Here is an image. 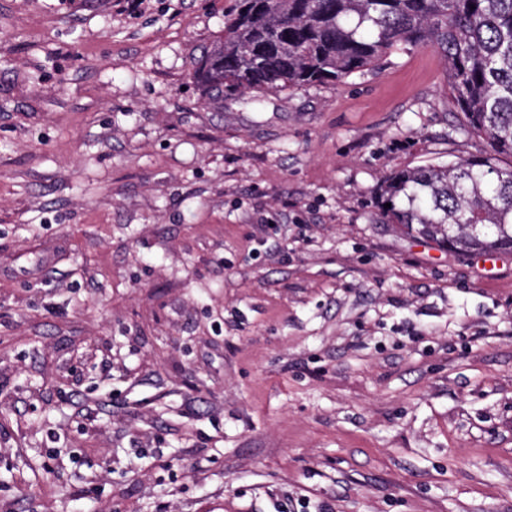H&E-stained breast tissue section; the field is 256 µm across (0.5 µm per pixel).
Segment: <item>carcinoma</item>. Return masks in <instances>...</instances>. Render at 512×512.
Instances as JSON below:
<instances>
[{"mask_svg": "<svg viewBox=\"0 0 512 512\" xmlns=\"http://www.w3.org/2000/svg\"><path fill=\"white\" fill-rule=\"evenodd\" d=\"M408 46L441 56L485 150L391 174L383 212L461 254L512 252V0H238L193 78L210 96L341 82Z\"/></svg>", "mask_w": 512, "mask_h": 512, "instance_id": "carcinoma-1", "label": "carcinoma"}]
</instances>
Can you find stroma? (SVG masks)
<instances>
[{
	"label": "stroma",
	"instance_id": "obj_1",
	"mask_svg": "<svg viewBox=\"0 0 512 512\" xmlns=\"http://www.w3.org/2000/svg\"><path fill=\"white\" fill-rule=\"evenodd\" d=\"M235 0H0V512H512V253L403 233L442 58L210 98Z\"/></svg>",
	"mask_w": 512,
	"mask_h": 512
}]
</instances>
